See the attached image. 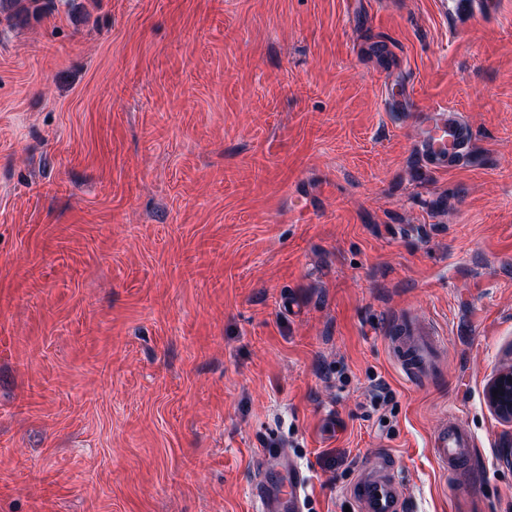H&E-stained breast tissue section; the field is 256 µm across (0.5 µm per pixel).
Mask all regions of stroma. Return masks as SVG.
Returning <instances> with one entry per match:
<instances>
[{"mask_svg": "<svg viewBox=\"0 0 512 512\" xmlns=\"http://www.w3.org/2000/svg\"><path fill=\"white\" fill-rule=\"evenodd\" d=\"M399 86L408 106L389 99ZM453 110L474 160L419 161ZM444 338L408 385L390 329ZM512 0H54L0 19V512H512ZM389 399H382V392ZM456 421L454 470L429 447ZM459 121L450 111H439L424 117L417 133V145L423 157L435 168L447 169L453 163L448 156V126ZM497 391V395H494ZM486 402L488 407L501 418L512 419V368L498 370L486 386ZM431 447L438 460L447 468L465 462L472 454L474 441L463 425L448 423L433 436ZM264 466L267 471L279 474L286 472L288 477L284 483L272 486L268 481L260 482L256 488V494L260 502L262 512H299L301 510L300 490L305 483L302 471L294 463L284 449L271 458L266 459ZM350 495L362 512L407 510L408 495L386 456H378L363 467Z\"/></svg>", "mask_w": 512, "mask_h": 512, "instance_id": "obj_1", "label": "stroma"}]
</instances>
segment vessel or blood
<instances>
[{
    "instance_id": "1",
    "label": "vessel or blood",
    "mask_w": 512,
    "mask_h": 512,
    "mask_svg": "<svg viewBox=\"0 0 512 512\" xmlns=\"http://www.w3.org/2000/svg\"><path fill=\"white\" fill-rule=\"evenodd\" d=\"M457 123L453 112L443 110L427 115L419 125V151L435 168H447L452 162L447 154L448 129ZM442 344V338L430 324L408 314L397 318L391 333L393 360L406 381L413 385L430 375ZM431 446L444 466H457L471 455L474 441L463 425L451 423L433 436ZM264 466L273 473L286 474L287 479L276 486L266 481L258 484L256 494L261 512H300V491L305 477L288 452H280L265 461ZM350 494L360 512H405L408 504L406 490L384 456L376 457L363 467Z\"/></svg>"
}]
</instances>
